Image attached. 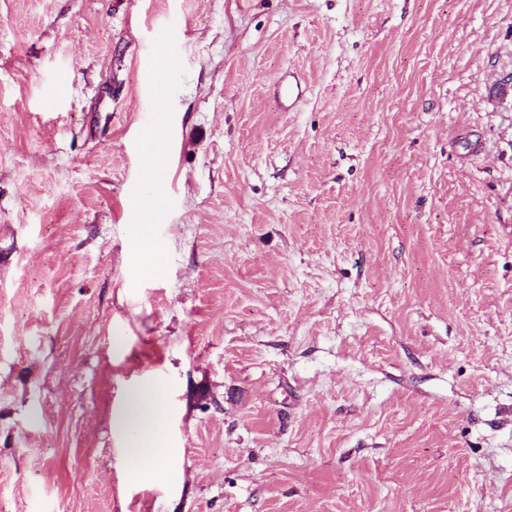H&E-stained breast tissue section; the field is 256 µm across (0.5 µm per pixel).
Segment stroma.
Instances as JSON below:
<instances>
[{
    "mask_svg": "<svg viewBox=\"0 0 512 512\" xmlns=\"http://www.w3.org/2000/svg\"><path fill=\"white\" fill-rule=\"evenodd\" d=\"M510 72L512 0H0V512H512ZM132 242L140 252L149 255L154 260L158 259L159 249L151 239L149 224H135L133 226ZM165 408L160 391L151 383L141 384L130 390L121 410L116 416V426L130 436L129 450L141 465V470L150 472L172 448H166L157 440ZM151 439L154 444L148 452H140V439Z\"/></svg>",
    "mask_w": 512,
    "mask_h": 512,
    "instance_id": "35a3bbf8",
    "label": "stroma"
}]
</instances>
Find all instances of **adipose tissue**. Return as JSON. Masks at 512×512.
I'll list each match as a JSON object with an SVG mask.
<instances>
[{"mask_svg":"<svg viewBox=\"0 0 512 512\" xmlns=\"http://www.w3.org/2000/svg\"><path fill=\"white\" fill-rule=\"evenodd\" d=\"M165 408L159 390L145 383L130 390L116 416L117 427L130 436L129 450L149 472L169 450L157 439Z\"/></svg>","mask_w":512,"mask_h":512,"instance_id":"ef3b65f1","label":"adipose tissue"}]
</instances>
